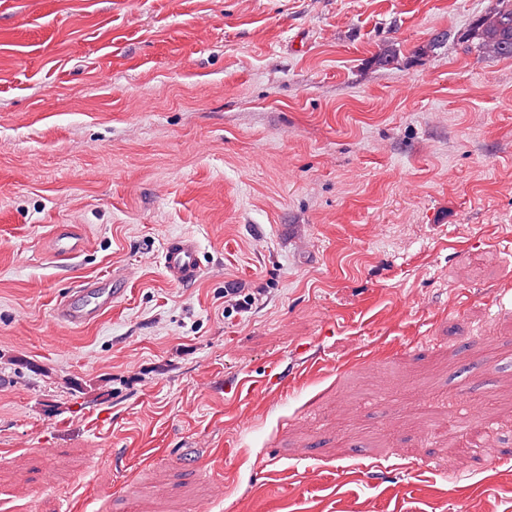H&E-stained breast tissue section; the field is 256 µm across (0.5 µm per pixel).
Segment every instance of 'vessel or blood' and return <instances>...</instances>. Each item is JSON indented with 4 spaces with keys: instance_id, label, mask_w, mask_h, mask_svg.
Returning <instances> with one entry per match:
<instances>
[{
    "instance_id": "1",
    "label": "vessel or blood",
    "mask_w": 512,
    "mask_h": 512,
    "mask_svg": "<svg viewBox=\"0 0 512 512\" xmlns=\"http://www.w3.org/2000/svg\"><path fill=\"white\" fill-rule=\"evenodd\" d=\"M86 242L71 225H57L51 239L53 253L63 259L78 257ZM163 268L168 281L184 285L196 281L202 271L200 249L190 236L171 238L162 255ZM121 290L116 282L93 279L82 282L80 288L56 305L54 320L71 326H86L98 321L111 309Z\"/></svg>"
}]
</instances>
